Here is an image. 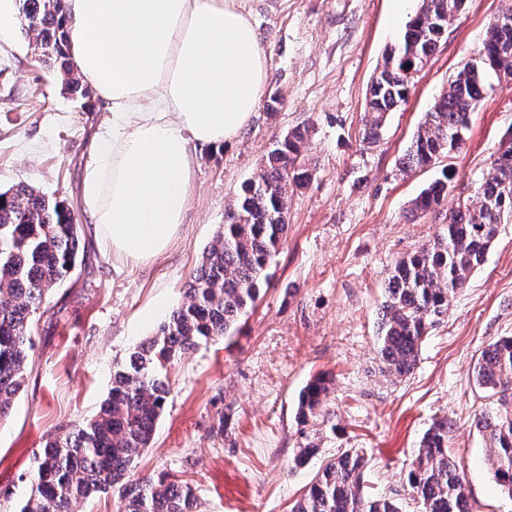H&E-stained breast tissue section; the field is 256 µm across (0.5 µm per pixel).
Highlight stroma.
I'll return each instance as SVG.
<instances>
[{"label": "stroma", "instance_id": "1", "mask_svg": "<svg viewBox=\"0 0 512 512\" xmlns=\"http://www.w3.org/2000/svg\"><path fill=\"white\" fill-rule=\"evenodd\" d=\"M238 4L267 50L265 94L277 96V111L259 104L235 143L201 152L185 238L156 262L131 272L82 238L85 262L36 320L24 387L0 424V512H18L49 434L94 415L113 369L153 334L157 323L142 312L183 302L236 188L254 177L272 142L298 125L309 128L313 179L289 190L288 231L269 283L229 337L169 368L170 394L135 474L189 484L198 512H289L324 463L355 448L368 460L369 493L416 512L405 468L432 420L444 418L470 512H512L474 423L490 402L474 367L489 344L512 336V223L501 225L484 264L426 336L411 374L384 373L377 353L390 271L441 233L444 214L487 178L488 159L512 128V86L487 75L459 147L430 167L400 168L425 112L505 0H465L372 142L364 130L367 88L418 0ZM108 118L65 93L24 30L0 44L1 190L27 184L77 209L92 132ZM446 170L453 180L439 214L412 212V201ZM324 372L336 378L329 401L336 424H298L299 395ZM309 439L318 455L294 467Z\"/></svg>", "mask_w": 512, "mask_h": 512}]
</instances>
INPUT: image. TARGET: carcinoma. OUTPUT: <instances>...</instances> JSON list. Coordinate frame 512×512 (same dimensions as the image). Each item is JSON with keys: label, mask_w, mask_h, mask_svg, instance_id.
<instances>
[{"label": "carcinoma", "mask_w": 512, "mask_h": 512, "mask_svg": "<svg viewBox=\"0 0 512 512\" xmlns=\"http://www.w3.org/2000/svg\"><path fill=\"white\" fill-rule=\"evenodd\" d=\"M23 29L43 62L62 78L68 95L87 100L70 53L65 0H20ZM403 37L383 57L382 76L370 82L365 131L375 140L389 112L405 100L414 74L439 45L465 0H420ZM480 49L487 63L465 79L448 81L425 113L401 168L433 165L458 147L462 131L483 99L489 69L512 71V26L489 23ZM308 129L296 127L275 140L257 175L243 183L225 212L224 227L196 268L185 301L157 331L129 354L113 374L112 390L92 418L53 434L36 455L31 491L20 512H72V505L112 496L118 512H197L188 484L166 477H137L135 460L149 447L170 393L168 366L185 353L229 334L257 300L288 230V189L303 188L313 174L303 154ZM506 149L490 157L488 177L460 202L431 244L399 260L386 288L379 357L384 371H413L430 329L448 312L455 295L480 268L498 225L512 219V130ZM448 174L433 181L414 202L427 214L448 195ZM81 228L61 201L19 184L0 190V421L11 414L34 348V323L51 293L71 276L79 258ZM478 386L497 396V406L476 419L493 475L512 498V336L491 343L475 366ZM333 376L324 374L302 391L298 420L327 411ZM364 456L353 449L328 461L290 512H402L399 501L363 492ZM405 490L419 512H458L467 498L460 466L448 457V420L432 423L412 456Z\"/></svg>", "instance_id": "obj_1"}]
</instances>
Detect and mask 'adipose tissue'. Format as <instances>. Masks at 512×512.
<instances>
[{
	"instance_id": "adipose-tissue-1",
	"label": "adipose tissue",
	"mask_w": 512,
	"mask_h": 512,
	"mask_svg": "<svg viewBox=\"0 0 512 512\" xmlns=\"http://www.w3.org/2000/svg\"><path fill=\"white\" fill-rule=\"evenodd\" d=\"M71 51L112 123L89 146L80 211L135 269L185 236L197 156L235 142L267 82L237 0H66Z\"/></svg>"
}]
</instances>
